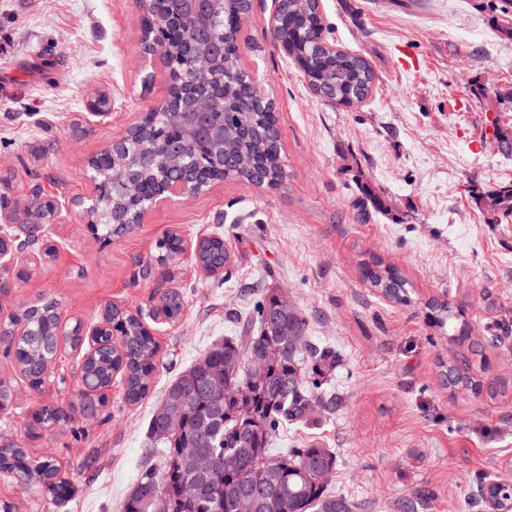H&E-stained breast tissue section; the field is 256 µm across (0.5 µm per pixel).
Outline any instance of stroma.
Here are the masks:
<instances>
[{
    "label": "stroma",
    "mask_w": 512,
    "mask_h": 512,
    "mask_svg": "<svg viewBox=\"0 0 512 512\" xmlns=\"http://www.w3.org/2000/svg\"><path fill=\"white\" fill-rule=\"evenodd\" d=\"M274 0H254L241 60L274 99L286 178L261 190L238 180L148 209L110 242L87 229L94 194L89 160L137 126L168 94L169 70L141 48V0H0V193L12 203L5 232L22 235L35 196L61 205L54 258L0 294V316L54 303L60 321L98 322L107 308L149 310L158 289L183 297L178 322L152 327L158 367L149 399L126 402L115 377L107 404L89 419L81 352L62 348L47 382L30 389L0 347V446L53 457L76 493L57 504L0 472V502L13 512H120L139 473L157 466L150 417L167 384L212 343L234 335L256 292L288 295L319 345L336 349L337 406L319 427L287 426L279 448L332 449L333 492L355 512H491L475 473L512 480V388L490 397L449 389L445 361L465 360L481 385L512 380V224H488L474 194L512 180V154L491 145L493 123L512 126V11L502 0H320L337 49L365 57L375 81L353 107L316 95L268 26ZM107 96L110 115L88 103ZM390 201L370 212L360 179ZM172 228L194 240H227L222 275L193 254L157 265L156 244ZM379 256L410 284L397 304L365 282L360 264ZM462 308L470 341L453 344L430 324L427 304ZM498 325L500 339L482 326ZM69 409L66 422L34 432L38 407Z\"/></svg>",
    "instance_id": "35a3bbf8"
}]
</instances>
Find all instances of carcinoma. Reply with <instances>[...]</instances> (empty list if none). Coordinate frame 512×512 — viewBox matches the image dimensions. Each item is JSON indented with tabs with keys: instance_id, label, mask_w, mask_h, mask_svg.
Wrapping results in <instances>:
<instances>
[{
	"instance_id": "obj_1",
	"label": "carcinoma",
	"mask_w": 512,
	"mask_h": 512,
	"mask_svg": "<svg viewBox=\"0 0 512 512\" xmlns=\"http://www.w3.org/2000/svg\"><path fill=\"white\" fill-rule=\"evenodd\" d=\"M156 8L177 20L168 37L169 66L187 80L204 66L212 83L224 85V103L212 109V121L224 126V170L218 169L217 155L201 149L172 113H157L135 131L124 152L104 153L90 165L99 181L120 162L130 165L140 178L138 200L118 191L99 198L94 211L106 232L134 217L161 176L176 182L193 169L203 179L222 175L261 188H276L285 178L274 105L252 82L240 59L235 21L240 12L251 9L250 0H223L208 24L209 37L224 42L222 59L205 52V43L197 39L199 22L186 13L184 0H159ZM327 34L318 0H281L271 37L288 44V56L311 89L338 104L363 101L373 87L371 65L357 54L326 50ZM360 188L375 210L389 211L387 199L369 182H361ZM478 203L486 223L511 221L512 181L478 197ZM229 257V248L217 235L202 244L196 260L220 267ZM362 269L370 287L388 299L411 301L409 282L398 267L376 259L363 263ZM428 309L436 327L452 331L451 340L469 339L463 311L454 303L433 300ZM108 316L121 349L114 351L105 343L83 363L86 399L111 386L117 373L124 377L126 401L137 404L150 393L157 347L128 311L115 307ZM0 344L13 353L33 387L41 388L45 366L59 344L55 305L40 306L24 336L0 331ZM255 363L262 365L260 377L252 375ZM335 371L336 352L310 341L304 314L297 308L282 311L277 293L261 296L249 318L239 322L237 335L213 344L168 384L148 425L150 435L162 444L161 469L141 472L122 512H239L245 489L255 494L257 512H354L350 499L329 490V477L336 469L332 449L318 445L272 449L284 424L316 425L334 410L336 396L324 385ZM170 418L180 421L178 431H169ZM65 420L63 411L52 406L39 407L33 414L34 423L46 431ZM184 448L196 449L198 457L207 461V474L196 471L194 461L183 456ZM0 471L22 484L39 483L54 498L66 500L73 494L71 483L58 479L53 460H33L23 448H0ZM476 483L497 509L512 512V490L486 484L481 474Z\"/></svg>"
}]
</instances>
